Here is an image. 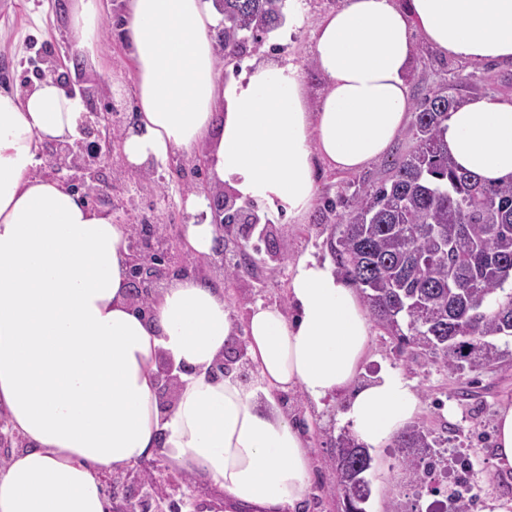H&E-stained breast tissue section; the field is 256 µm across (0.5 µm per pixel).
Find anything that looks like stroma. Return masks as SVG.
I'll use <instances>...</instances> for the list:
<instances>
[{
	"instance_id": "stroma-1",
	"label": "stroma",
	"mask_w": 512,
	"mask_h": 512,
	"mask_svg": "<svg viewBox=\"0 0 512 512\" xmlns=\"http://www.w3.org/2000/svg\"><path fill=\"white\" fill-rule=\"evenodd\" d=\"M341 0H285L284 20L275 30L249 40L246 52L224 63L234 75L248 71L254 61L274 60L298 65L311 95H319L324 82L312 58L314 31ZM75 0H0V92L22 94L38 78H52L71 90L83 92L88 110L80 127L79 142L98 140L94 115L108 112L113 129H125L135 111L131 92L114 94L113 80L130 82L131 61L115 32L111 19H103L94 54L82 51L72 33L71 13ZM461 85L459 94L467 99L481 94H512V62L467 64L442 55L425 44L417 46V64L411 77V97L447 89L449 82ZM388 159H381L358 173L316 168L319 204L306 223L290 224L276 218L275 240L284 261L308 253L321 261H333L332 247L344 207L325 210V200L349 197L358 188L378 182ZM209 182L207 169H194L189 156L172 157L165 165L141 173L131 172L121 152H114L99 169V190L88 203L105 211L117 222L165 224L171 215L184 212V200L191 191ZM225 251L250 255V270L231 282H224L218 266L208 273L223 282L224 298L238 318L257 303L287 307L288 273L269 271L265 243L250 232L245 245L227 241ZM501 357L476 372H451L419 352L400 349L396 340L379 325L371 327V344L363 369L365 377L395 371L410 381L419 398L413 426L427 430L435 439L444 461L438 467L434 488L410 482L394 452V443L373 451L374 463L368 473L371 496L367 512H429L430 507L448 506L447 488L453 482L455 456L471 463V512H484L489 501L499 502L503 512H512V472L494 461L496 421L503 401H512V337L497 338ZM278 402L299 422L308 442L312 460L311 495L301 512H344L336 493L335 476L329 459L337 437L348 432L341 415L343 397L332 396L315 404L300 392L280 393ZM122 485L110 495L112 512H121L124 497L143 500L148 512H238L224 498L221 488L202 475H189L169 459L158 464L156 477L163 484L162 495L147 494L135 467L121 470Z\"/></svg>"
}]
</instances>
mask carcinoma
Returning a JSON list of instances; mask_svg holds the SVG:
<instances>
[{"label":"carcinoma","mask_w":512,"mask_h":512,"mask_svg":"<svg viewBox=\"0 0 512 512\" xmlns=\"http://www.w3.org/2000/svg\"><path fill=\"white\" fill-rule=\"evenodd\" d=\"M224 15L219 51L233 60L248 36L283 20L284 0H215ZM459 95L426 94L413 105L412 150L378 183L355 191L341 216L338 266L361 288L369 313L398 344L433 355L450 371L482 369L499 358L494 339L512 337V182L459 170L442 130ZM448 251H438V243ZM399 463L427 485L440 453L421 429L398 438ZM369 450L338 438L331 466L343 504L369 490Z\"/></svg>","instance_id":"obj_1"}]
</instances>
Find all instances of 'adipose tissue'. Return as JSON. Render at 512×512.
<instances>
[{
	"mask_svg": "<svg viewBox=\"0 0 512 512\" xmlns=\"http://www.w3.org/2000/svg\"><path fill=\"white\" fill-rule=\"evenodd\" d=\"M208 0H125L138 124L122 143L141 171L201 149L214 185L289 223L316 200L315 163L355 172L387 155L406 125L416 39L470 62H512V0H344L314 34L325 81L310 104L293 64H254L244 81L217 64ZM83 99L39 80L0 94V416L28 442L0 468V512H110L99 475L165 449L235 504L294 512L311 490V457L276 393L344 394L357 441L385 445L416 415L410 382L387 372L358 384L371 340L348 281L304 253L289 267L288 309L258 304L237 328L221 289L194 273L170 278L150 315L128 300L129 228L62 182L36 175L48 142L74 138ZM459 168L512 180V96L482 94L448 114ZM183 238L211 254L215 227L190 194ZM244 335L257 383L210 368ZM180 367L168 411L156 360Z\"/></svg>",
	"mask_w": 512,
	"mask_h": 512,
	"instance_id": "adipose-tissue-1",
	"label": "adipose tissue"
}]
</instances>
